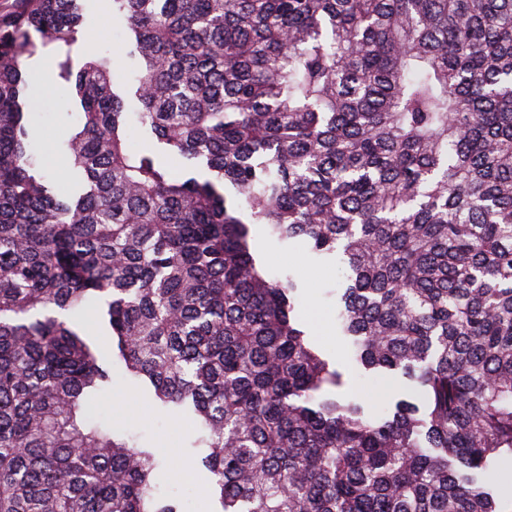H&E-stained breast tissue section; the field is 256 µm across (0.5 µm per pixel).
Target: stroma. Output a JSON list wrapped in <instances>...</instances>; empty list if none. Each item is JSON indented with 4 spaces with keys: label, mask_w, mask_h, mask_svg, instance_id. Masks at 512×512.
Listing matches in <instances>:
<instances>
[{
    "label": "stroma",
    "mask_w": 512,
    "mask_h": 512,
    "mask_svg": "<svg viewBox=\"0 0 512 512\" xmlns=\"http://www.w3.org/2000/svg\"><path fill=\"white\" fill-rule=\"evenodd\" d=\"M112 0H89L87 21L71 47L74 66H81L92 51L113 56L119 63L116 77L130 82L133 68L127 59V28L111 14ZM55 94L37 93L38 110L33 115L32 146L45 160L43 173L56 180L59 192H68L69 180L61 178L55 167L63 142L80 115L73 104V82L53 73ZM263 268L271 274L291 268L302 275L304 289L299 300L303 323L321 354L344 374L340 395L361 391L366 383L349 362L347 344L333 332L336 305L329 293L336 285L335 268L315 262L305 241L284 246L263 237L256 248ZM114 388L98 401L94 416L122 426L136 442L158 448L163 461L155 473L159 492L185 499L187 512H213L215 504L207 494L209 473L199 463L194 449L188 448L186 427L171 422L151 405L148 396L129 378L124 366L113 363Z\"/></svg>",
    "instance_id": "35a3bbf8"
}]
</instances>
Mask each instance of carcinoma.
I'll return each mask as SVG.
<instances>
[{
    "label": "carcinoma",
    "mask_w": 512,
    "mask_h": 512,
    "mask_svg": "<svg viewBox=\"0 0 512 512\" xmlns=\"http://www.w3.org/2000/svg\"><path fill=\"white\" fill-rule=\"evenodd\" d=\"M83 0L0 13V512H182L161 463L89 416L112 387L84 325L205 449L215 512H502L512 458V0H112L138 60L72 72ZM39 41H34L33 35ZM53 51L81 127L30 149L27 61ZM156 145L132 151L131 120ZM259 225L334 264L359 376L297 313ZM493 477L503 510L512 512V461L507 458L496 461Z\"/></svg>",
    "instance_id": "carcinoma-1"
}]
</instances>
